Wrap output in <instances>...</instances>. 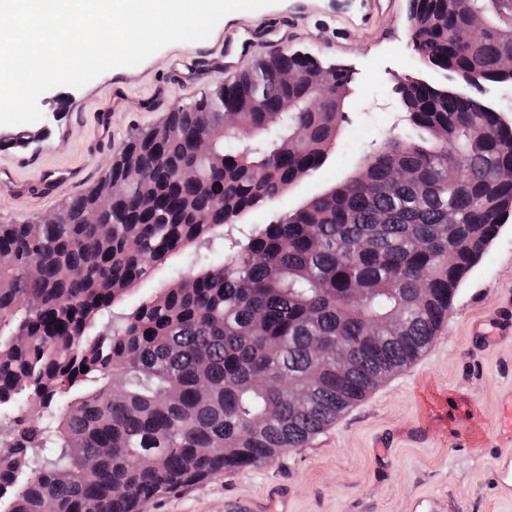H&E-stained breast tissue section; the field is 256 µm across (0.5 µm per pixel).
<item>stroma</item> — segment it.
Returning a JSON list of instances; mask_svg holds the SVG:
<instances>
[{"label":"stroma","instance_id":"1","mask_svg":"<svg viewBox=\"0 0 512 512\" xmlns=\"http://www.w3.org/2000/svg\"><path fill=\"white\" fill-rule=\"evenodd\" d=\"M223 17L207 39L167 45L140 64L108 71L65 97L57 118L25 124L33 141L9 146L17 126H0V224H25L59 211L99 187L131 134L156 127L179 104L222 85L261 56L288 50L353 72L344 119L323 168L279 202L253 210L248 225L266 224L338 183L363 152L401 125L397 87L416 77L440 87L456 80L425 67L408 47L410 0H282ZM250 40L234 70L229 43ZM512 291V229H501L459 285L448 321L431 351L390 376L349 414L268 466L161 494L141 512H224V501L279 496L288 512H512L495 488L492 448L496 392L512 385V345L476 350L469 321L495 309Z\"/></svg>","mask_w":512,"mask_h":512}]
</instances>
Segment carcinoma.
<instances>
[{
	"instance_id": "carcinoma-1",
	"label": "carcinoma",
	"mask_w": 512,
	"mask_h": 512,
	"mask_svg": "<svg viewBox=\"0 0 512 512\" xmlns=\"http://www.w3.org/2000/svg\"><path fill=\"white\" fill-rule=\"evenodd\" d=\"M410 20L424 65L512 84V0H411ZM307 65L262 57L198 97L211 111L175 109L138 133L105 182L158 161L145 192L112 201L97 189L56 224H0V512H139L214 472L272 464L442 330L512 214V181L497 178L512 169V127L478 95L405 79L403 127L352 175L211 248L229 216L328 159L350 78L281 82ZM201 135L208 156L195 153ZM183 166L200 178L181 179ZM96 203L123 221L77 223ZM162 271L160 288L124 305ZM318 340L349 346L348 360L319 364Z\"/></svg>"
}]
</instances>
